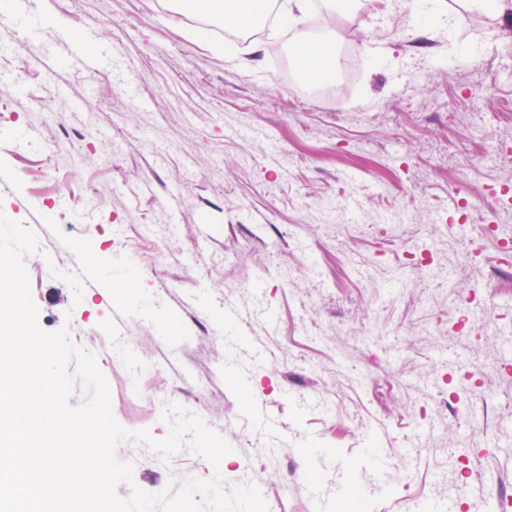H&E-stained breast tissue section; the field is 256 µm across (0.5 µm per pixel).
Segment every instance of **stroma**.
Returning <instances> with one entry per match:
<instances>
[{
  "instance_id": "stroma-1",
  "label": "stroma",
  "mask_w": 512,
  "mask_h": 512,
  "mask_svg": "<svg viewBox=\"0 0 512 512\" xmlns=\"http://www.w3.org/2000/svg\"><path fill=\"white\" fill-rule=\"evenodd\" d=\"M323 6L333 26L303 14L241 48L200 39L175 0H29L40 33L0 31V212L28 226L86 201L100 234L79 256L98 291L70 274L76 233L59 224L23 263L42 329L79 345L125 317V362L95 352L123 428L166 439L157 397H176L230 444L225 488L261 486L268 512H350L340 480L373 446L386 470L354 475L371 512L441 501L433 476L449 461L456 512H484L488 484L512 498V351L489 359L480 342L487 321L512 335V266L481 236L478 204L508 172L481 152L512 125V21L467 0ZM81 37L127 59L137 97L111 66L71 64ZM332 37L356 38L361 59L340 112L297 103L281 66L297 43ZM461 46L475 54L454 75L432 68ZM19 128L38 135L16 140ZM424 200L428 214L378 234L376 218ZM436 213L465 223L476 250L451 299L408 258L430 242L454 261ZM398 278L408 286L388 298ZM228 306L255 318L225 324ZM441 397L455 415L420 436ZM258 408L278 430L255 423ZM117 455L134 464L124 498L217 474L187 446L166 458L124 442Z\"/></svg>"
}]
</instances>
